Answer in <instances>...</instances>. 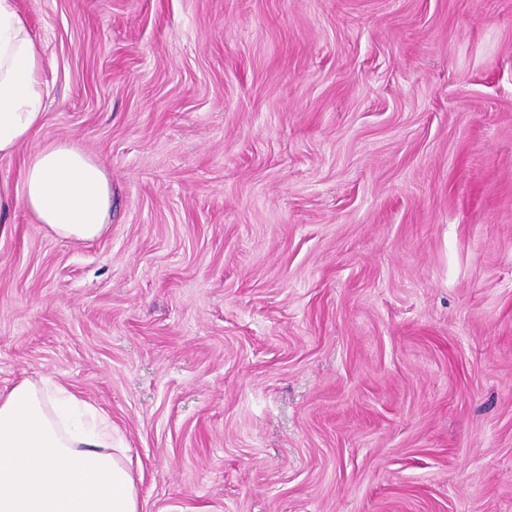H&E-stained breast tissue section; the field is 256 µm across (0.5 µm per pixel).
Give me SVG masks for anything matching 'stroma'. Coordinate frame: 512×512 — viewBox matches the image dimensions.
Masks as SVG:
<instances>
[{
	"mask_svg": "<svg viewBox=\"0 0 512 512\" xmlns=\"http://www.w3.org/2000/svg\"><path fill=\"white\" fill-rule=\"evenodd\" d=\"M90 242L0 235V389L105 410L141 512H512V0H16Z\"/></svg>",
	"mask_w": 512,
	"mask_h": 512,
	"instance_id": "stroma-1",
	"label": "stroma"
}]
</instances>
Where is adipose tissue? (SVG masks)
Wrapping results in <instances>:
<instances>
[{
	"label": "adipose tissue",
	"instance_id": "ef3b65f1",
	"mask_svg": "<svg viewBox=\"0 0 512 512\" xmlns=\"http://www.w3.org/2000/svg\"><path fill=\"white\" fill-rule=\"evenodd\" d=\"M44 45L15 0H0V158L46 118ZM24 206L60 239L85 242L108 227V171L75 145L47 142L22 180L0 181V214ZM136 477L102 409L60 383L0 390V512H140Z\"/></svg>",
	"mask_w": 512,
	"mask_h": 512
}]
</instances>
